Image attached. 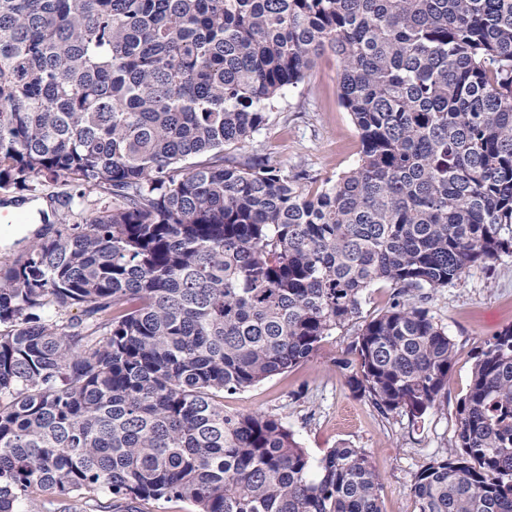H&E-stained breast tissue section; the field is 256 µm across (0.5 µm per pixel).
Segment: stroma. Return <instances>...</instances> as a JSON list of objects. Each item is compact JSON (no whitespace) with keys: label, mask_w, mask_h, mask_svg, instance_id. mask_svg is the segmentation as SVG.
Returning <instances> with one entry per match:
<instances>
[{"label":"stroma","mask_w":512,"mask_h":512,"mask_svg":"<svg viewBox=\"0 0 512 512\" xmlns=\"http://www.w3.org/2000/svg\"><path fill=\"white\" fill-rule=\"evenodd\" d=\"M338 81L335 57L321 55L302 83L281 92L268 124L245 143L225 148V155L242 164L258 155L282 173L306 172L311 191L336 179L355 166L361 149L351 117L339 103ZM70 191L60 184L34 192V199L46 202L50 218L32 230L15 224L9 235L0 234V264L27 251L40 234H53L63 220H82L80 210L64 204ZM392 294L388 283L373 285L364 294L359 321L323 338L308 361L225 395L224 411L280 418L315 460L331 448L364 450L381 478V512H416L417 474L456 445L457 404L470 388L478 350L512 325V253L472 267L434 293L430 305L454 344L453 364L440 407L415 423L403 413L381 414L368 399L355 396L337 366L349 357L360 320L384 310Z\"/></svg>","instance_id":"obj_1"}]
</instances>
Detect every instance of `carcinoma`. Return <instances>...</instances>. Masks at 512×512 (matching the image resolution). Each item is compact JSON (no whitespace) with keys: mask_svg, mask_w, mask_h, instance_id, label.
<instances>
[{"mask_svg":"<svg viewBox=\"0 0 512 512\" xmlns=\"http://www.w3.org/2000/svg\"><path fill=\"white\" fill-rule=\"evenodd\" d=\"M325 52L357 165L311 192L224 157ZM67 178L112 205L0 267V512H380L363 450L315 461L224 394L386 282L338 367L382 413L439 405L430 295L512 252V0H0V190ZM457 415L416 512H512V326Z\"/></svg>","mask_w":512,"mask_h":512,"instance_id":"obj_1","label":"carcinoma"}]
</instances>
